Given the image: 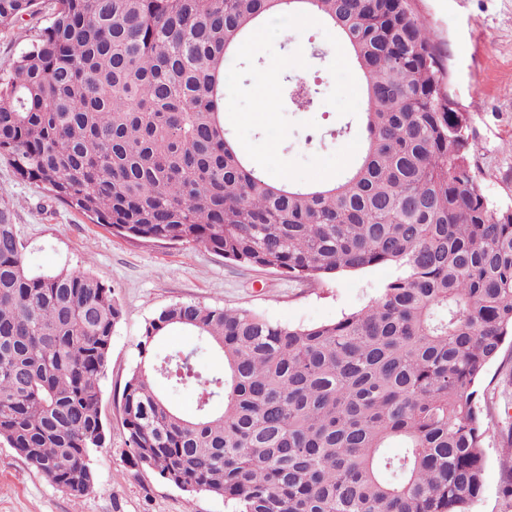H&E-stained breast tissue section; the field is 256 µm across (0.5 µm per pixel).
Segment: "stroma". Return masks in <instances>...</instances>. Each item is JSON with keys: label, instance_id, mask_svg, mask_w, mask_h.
Masks as SVG:
<instances>
[{"label": "stroma", "instance_id": "obj_1", "mask_svg": "<svg viewBox=\"0 0 512 512\" xmlns=\"http://www.w3.org/2000/svg\"><path fill=\"white\" fill-rule=\"evenodd\" d=\"M431 24L446 56L449 91L467 112L478 146L475 174L494 204L512 206V0H414ZM56 0H37L34 12L0 27V74L51 24ZM275 50L302 51L307 68L288 73L318 79L329 94L335 56L321 28L282 32ZM295 126L278 149L281 158L328 156L358 137L359 117L338 115L319 102L310 112H293ZM315 120L308 130L306 120ZM0 201L13 222L31 271H91L114 292L122 318L112 337L110 366L101 382L108 441L92 461L98 489L79 499L65 495L41 472L0 441V512H231L223 499L188 494L151 470L132 472L122 454L125 432L118 396L139 360L136 344L145 322L175 302L242 308L294 327L331 323L377 297L397 274L391 266L347 271L323 282L292 281L271 269L240 266L201 245L132 242L59 203L40 184L17 179L0 160ZM489 414L484 492L472 512H512L503 496L502 462L512 448L502 437L512 427V341H505L480 390Z\"/></svg>", "mask_w": 512, "mask_h": 512}]
</instances>
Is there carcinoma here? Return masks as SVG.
Here are the masks:
<instances>
[{"label": "carcinoma", "instance_id": "carcinoma-1", "mask_svg": "<svg viewBox=\"0 0 512 512\" xmlns=\"http://www.w3.org/2000/svg\"><path fill=\"white\" fill-rule=\"evenodd\" d=\"M36 2L0 0V26ZM306 8L364 79L361 151L332 184L270 180L224 127L227 61L268 14ZM283 92L308 112L320 88L287 76ZM476 151L412 0H57L0 75V158L116 235L291 280L400 270L334 323L192 302L146 321L121 393L123 454L234 512H470L490 437L479 386L512 334V207L484 195ZM120 318L91 272H31L0 203V440L75 499L107 440ZM174 330L222 352L224 375L193 350L158 359L155 339ZM159 377L196 392L195 416Z\"/></svg>", "mask_w": 512, "mask_h": 512}]
</instances>
